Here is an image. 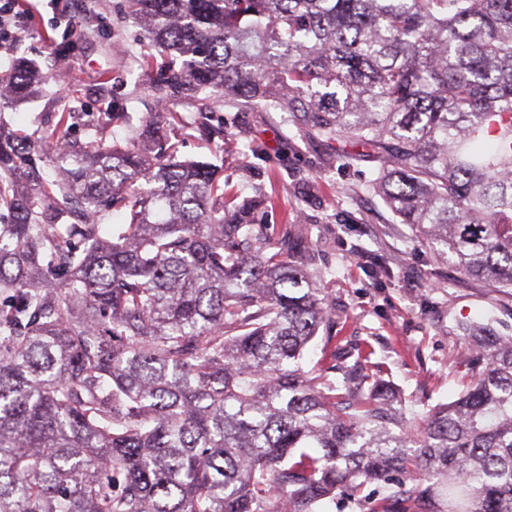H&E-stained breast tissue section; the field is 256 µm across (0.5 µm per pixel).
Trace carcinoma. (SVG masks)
<instances>
[{
	"label": "carcinoma",
	"instance_id": "cac0c4a2",
	"mask_svg": "<svg viewBox=\"0 0 512 512\" xmlns=\"http://www.w3.org/2000/svg\"><path fill=\"white\" fill-rule=\"evenodd\" d=\"M161 49L141 139L67 138L46 174L0 126V512H512V336L460 326L469 384L420 418L334 311L309 231L255 238L178 102H263L381 164L436 259L512 288V0H126ZM36 84L0 72V106ZM129 221L108 232L109 212ZM383 490L362 495L366 485Z\"/></svg>",
	"mask_w": 512,
	"mask_h": 512
}]
</instances>
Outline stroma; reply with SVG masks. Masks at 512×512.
Instances as JSON below:
<instances>
[{
	"label": "stroma",
	"mask_w": 512,
	"mask_h": 512,
	"mask_svg": "<svg viewBox=\"0 0 512 512\" xmlns=\"http://www.w3.org/2000/svg\"><path fill=\"white\" fill-rule=\"evenodd\" d=\"M13 24L0 41V71L27 58L40 81L23 100L0 109V125L28 134L52 131L54 97L70 100V139L134 140L157 102L134 56L154 51L147 32L126 15L125 0H14ZM127 99L131 126H116L111 96ZM170 125L184 160H207L227 187L272 203L258 215L269 239L285 225L310 227L319 259L316 278L336 310L344 344L370 351L398 393L406 416L453 401L467 380L470 349L459 323L492 320L512 333V288H499L434 261L406 224L397 223L370 188L373 162L333 158L324 142L285 123L283 113L257 105L236 113L234 148L203 138L204 118L220 122L213 105L203 116L190 100ZM383 259L371 273L370 257Z\"/></svg>",
	"instance_id": "1"
}]
</instances>
